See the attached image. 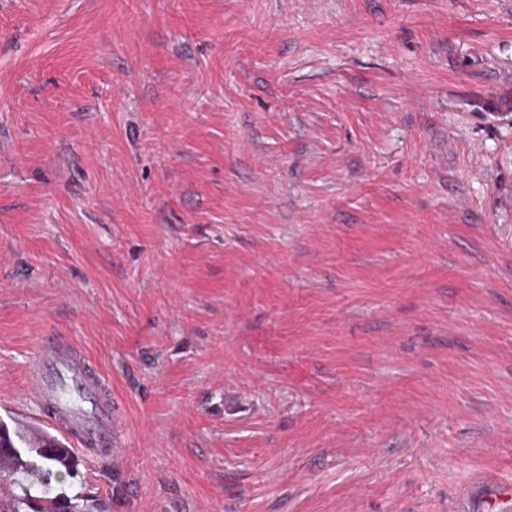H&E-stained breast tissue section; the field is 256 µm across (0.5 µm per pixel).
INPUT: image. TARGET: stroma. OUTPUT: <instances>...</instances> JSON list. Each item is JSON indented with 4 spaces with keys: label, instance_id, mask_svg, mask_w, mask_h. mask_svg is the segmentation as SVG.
Masks as SVG:
<instances>
[{
    "label": "stroma",
    "instance_id": "35a3bbf8",
    "mask_svg": "<svg viewBox=\"0 0 512 512\" xmlns=\"http://www.w3.org/2000/svg\"><path fill=\"white\" fill-rule=\"evenodd\" d=\"M512 0H0V421L112 387L108 512H512ZM28 376L38 405L73 435L77 449L93 462L112 461V391L84 351L67 336H42Z\"/></svg>",
    "mask_w": 512,
    "mask_h": 512
}]
</instances>
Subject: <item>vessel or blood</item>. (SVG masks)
<instances>
[{"mask_svg":"<svg viewBox=\"0 0 512 512\" xmlns=\"http://www.w3.org/2000/svg\"><path fill=\"white\" fill-rule=\"evenodd\" d=\"M38 405L76 440L91 461L116 455L112 391L84 351L69 337H41L28 372Z\"/></svg>","mask_w":512,"mask_h":512,"instance_id":"obj_1","label":"vessel or blood"}]
</instances>
